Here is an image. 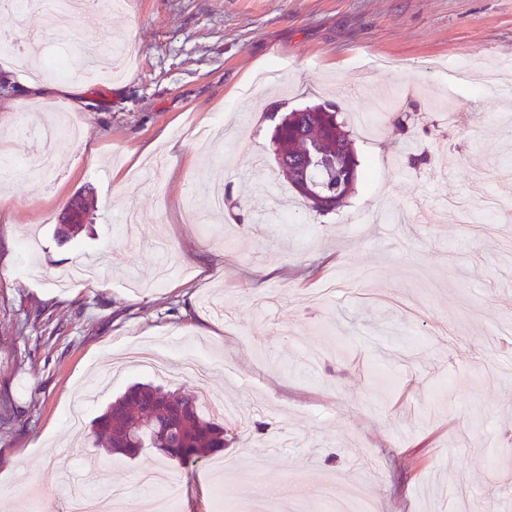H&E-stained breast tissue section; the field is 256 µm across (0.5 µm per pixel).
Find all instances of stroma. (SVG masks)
<instances>
[{"label": "stroma", "instance_id": "35a3bbf8", "mask_svg": "<svg viewBox=\"0 0 512 512\" xmlns=\"http://www.w3.org/2000/svg\"><path fill=\"white\" fill-rule=\"evenodd\" d=\"M118 44L81 108L30 96L0 61V146L22 169L63 120L40 178L0 186V512H68L75 490L178 512H512V0H123L73 18L42 55ZM464 62L469 83L449 87ZM399 100L415 124L383 111ZM364 113L362 177L336 212L305 208L275 161L273 108ZM220 211L204 205L210 185ZM85 194L89 224L58 228ZM209 370L161 377L133 350ZM134 382L217 397L227 446L186 472L93 447L92 420Z\"/></svg>", "mask_w": 512, "mask_h": 512}]
</instances>
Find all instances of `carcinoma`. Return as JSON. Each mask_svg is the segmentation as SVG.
Instances as JSON below:
<instances>
[{
    "instance_id": "cac0c4a2",
    "label": "carcinoma",
    "mask_w": 512,
    "mask_h": 512,
    "mask_svg": "<svg viewBox=\"0 0 512 512\" xmlns=\"http://www.w3.org/2000/svg\"><path fill=\"white\" fill-rule=\"evenodd\" d=\"M271 142L281 156L278 174L296 189L306 207L333 213L355 189L359 161L345 121L329 103L287 113L275 123ZM324 186L316 200L297 189L304 177ZM97 446L134 457L146 448L181 468L198 463L205 451L226 445L224 427L201 414L198 400L152 384H136L112 402L93 425Z\"/></svg>"
}]
</instances>
